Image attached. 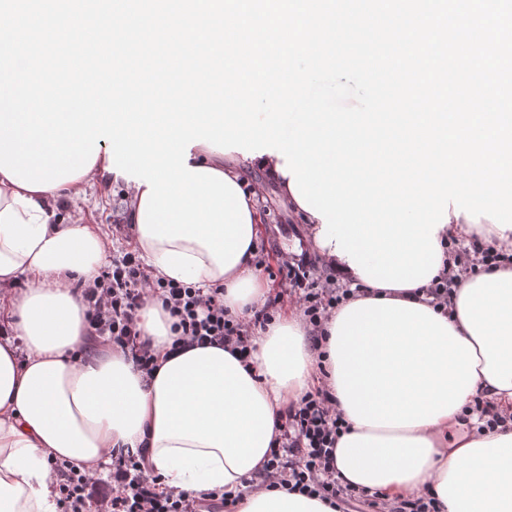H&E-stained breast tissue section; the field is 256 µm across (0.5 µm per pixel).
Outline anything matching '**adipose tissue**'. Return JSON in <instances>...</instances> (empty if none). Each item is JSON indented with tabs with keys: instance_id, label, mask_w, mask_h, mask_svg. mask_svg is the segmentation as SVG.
Instances as JSON below:
<instances>
[{
	"instance_id": "obj_1",
	"label": "adipose tissue",
	"mask_w": 512,
	"mask_h": 512,
	"mask_svg": "<svg viewBox=\"0 0 512 512\" xmlns=\"http://www.w3.org/2000/svg\"><path fill=\"white\" fill-rule=\"evenodd\" d=\"M243 160L199 144L188 164L240 186ZM250 162L356 293L323 323L318 345L292 310L258 331L242 358L211 345L173 351L172 318L147 302L139 326L157 357L150 379L120 348H90L87 308L74 288L98 275L107 251L97 225L75 213L58 217L90 179L107 177L108 153L86 175L46 191L0 173V283L28 284L0 295V324L11 331L0 339V512H58L50 459L101 472L116 448L142 451L146 468L174 493H238L237 512H337L316 496L249 485L280 437L281 412L319 389L335 398L347 426L334 451L339 482L389 501L427 488L438 512H512V266L463 277L445 310L431 304L425 285L373 286L334 245L319 246L322 221L295 199L280 158ZM145 191L128 183L125 220L153 277L223 287L235 315L264 305L269 288L254 248L223 272L203 245L145 237ZM453 238L512 249V230L489 219L450 220L436 239L444 247ZM478 395L509 421L465 431L461 416Z\"/></svg>"
}]
</instances>
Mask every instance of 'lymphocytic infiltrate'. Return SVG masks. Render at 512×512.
<instances>
[{
  "mask_svg": "<svg viewBox=\"0 0 512 512\" xmlns=\"http://www.w3.org/2000/svg\"><path fill=\"white\" fill-rule=\"evenodd\" d=\"M496 258L489 248L455 255L456 272L428 288V295L436 305H447L459 273L476 270ZM277 274L283 294L268 298L250 318L230 315L224 306L223 287L203 290L153 278L133 249L113 257L111 266L93 281L78 283L75 292L87 307L90 335L127 351L136 367L149 376L156 369V357L139 328V312L146 301L161 302L173 317L172 329L179 332L183 345L208 344L243 353L255 329L271 322L284 296L296 297L307 323L317 330L352 294L351 289L337 285L333 273L319 270L311 260L282 262ZM342 430L336 403L325 391L289 404L280 424L281 443L271 451L261 485L317 496L333 504L355 497L356 488L341 485L335 478L333 450ZM112 460V477L107 482L76 466L55 463V470L62 475V512H87L91 499L98 501L103 512H200L195 499L161 489L157 476L141 465L135 454L119 449L113 451Z\"/></svg>",
  "mask_w": 512,
  "mask_h": 512,
  "instance_id": "lymphocytic-infiltrate-1",
  "label": "lymphocytic infiltrate"
}]
</instances>
